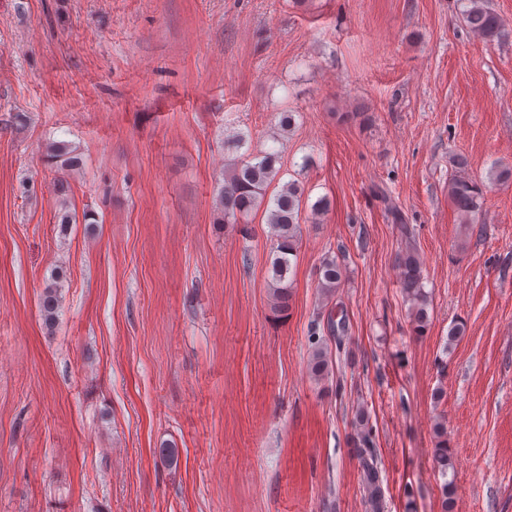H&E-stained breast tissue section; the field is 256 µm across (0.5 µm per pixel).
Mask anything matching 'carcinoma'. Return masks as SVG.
Wrapping results in <instances>:
<instances>
[{
  "label": "carcinoma",
  "mask_w": 512,
  "mask_h": 512,
  "mask_svg": "<svg viewBox=\"0 0 512 512\" xmlns=\"http://www.w3.org/2000/svg\"><path fill=\"white\" fill-rule=\"evenodd\" d=\"M469 7L461 13L465 26L477 36L492 41L498 38L503 28L501 17L484 6L483 0H468ZM247 136L241 132L224 137V149L229 158L224 167V183L220 188L219 205L221 221L224 224H246L253 211L266 207L267 224L276 241L272 262L273 295L278 304L288 302L289 287L283 285L291 267L290 256L296 253L298 242L300 206L303 190L299 183L292 181L270 199L266 198L268 187L277 180L280 169L279 152L255 154L246 148ZM47 157L62 170H71L81 163V158L66 143H53L48 146ZM448 197L457 213L469 217L483 204V191L480 185L470 178L455 176L448 181ZM392 219L396 223L404 248L398 255L401 286L407 298L412 301L413 332L424 333L428 325V293L424 290L422 263L415 247L414 231L405 224L397 208H390ZM320 287L330 294L341 287L344 280V267L335 258L323 259L320 268ZM43 322L53 328L58 320L61 308L60 289L50 285L44 289L40 299ZM312 358L309 368L318 380L329 376L333 368L332 353L326 343L312 331ZM357 433L353 439L358 448V458L362 469V482L366 490V499L370 512H382V491L377 467V457L373 448V427L369 424L366 410L359 411L356 425ZM434 459L442 475H448L453 467L451 449L447 440H440L435 448Z\"/></svg>",
  "instance_id": "obj_1"
}]
</instances>
